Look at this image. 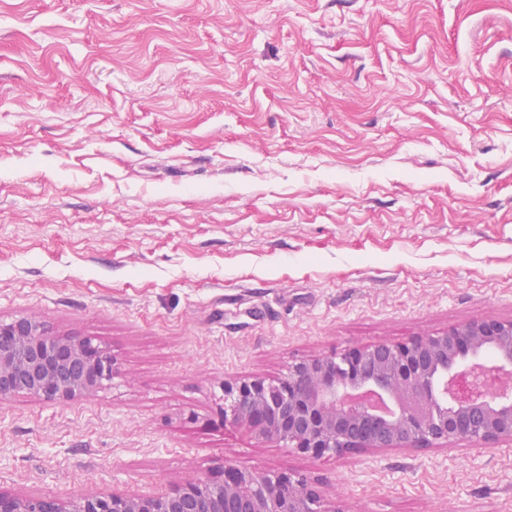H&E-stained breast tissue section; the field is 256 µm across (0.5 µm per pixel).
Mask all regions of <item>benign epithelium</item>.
<instances>
[{
  "label": "benign epithelium",
  "mask_w": 512,
  "mask_h": 512,
  "mask_svg": "<svg viewBox=\"0 0 512 512\" xmlns=\"http://www.w3.org/2000/svg\"><path fill=\"white\" fill-rule=\"evenodd\" d=\"M492 350L494 366L458 359ZM512 320L473 319L404 345L376 343L292 364L279 381L224 384V420L315 457L387 448L512 441ZM109 349L53 333L38 317L0 320V402H65L112 381ZM304 480L234 465L156 496L92 492L68 499L0 490V512H319Z\"/></svg>",
  "instance_id": "obj_1"
}]
</instances>
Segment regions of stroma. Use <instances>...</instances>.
Wrapping results in <instances>:
<instances>
[{"instance_id":"stroma-1","label":"stroma","mask_w":512,"mask_h":512,"mask_svg":"<svg viewBox=\"0 0 512 512\" xmlns=\"http://www.w3.org/2000/svg\"><path fill=\"white\" fill-rule=\"evenodd\" d=\"M96 338L93 395L0 403V488L234 464L321 512H512V443L316 458L224 385L512 320V0H0V320Z\"/></svg>"}]
</instances>
